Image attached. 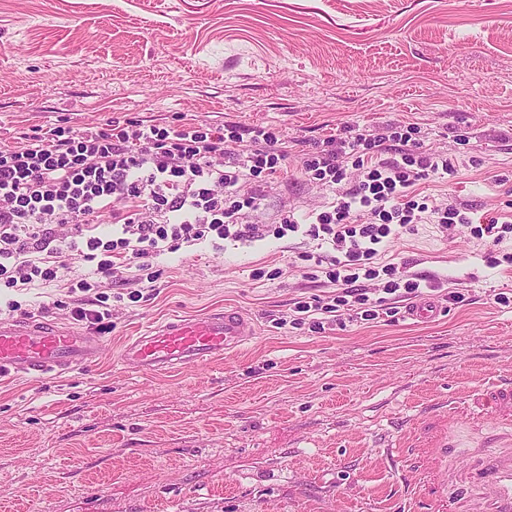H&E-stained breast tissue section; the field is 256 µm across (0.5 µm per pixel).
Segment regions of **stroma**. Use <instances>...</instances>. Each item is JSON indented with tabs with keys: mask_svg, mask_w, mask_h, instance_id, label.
Returning <instances> with one entry per match:
<instances>
[{
	"mask_svg": "<svg viewBox=\"0 0 512 512\" xmlns=\"http://www.w3.org/2000/svg\"><path fill=\"white\" fill-rule=\"evenodd\" d=\"M187 124L274 133L288 154L249 176V220L320 211L303 153L348 131L411 127L451 156L453 180L418 193L474 219L512 217V0H0V146L42 129ZM302 233L181 246L154 259V287L103 286L112 331L92 366L61 376H0V506L9 512H448L425 452L438 435L461 470L496 433L497 385L512 384V241L471 223L418 225L383 247L425 279L441 309L407 318L413 296L383 293L364 319L340 308L324 328L294 325L297 302L336 287L308 261ZM62 281L0 287V318L72 324ZM15 309H7L8 301ZM235 308L244 346L162 373L123 365L127 337L173 315Z\"/></svg>",
	"mask_w": 512,
	"mask_h": 512,
	"instance_id": "35a3bbf8",
	"label": "stroma"
}]
</instances>
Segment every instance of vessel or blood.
Here are the masks:
<instances>
[{
    "label": "vessel or blood",
    "mask_w": 512,
    "mask_h": 512,
    "mask_svg": "<svg viewBox=\"0 0 512 512\" xmlns=\"http://www.w3.org/2000/svg\"><path fill=\"white\" fill-rule=\"evenodd\" d=\"M254 334L241 312L176 316L132 338L120 359L144 372L194 366L221 357ZM101 343L76 327L50 319L0 321V375L42 378L87 368ZM478 464L468 482L488 512H512V426L469 451Z\"/></svg>",
    "instance_id": "obj_1"
}]
</instances>
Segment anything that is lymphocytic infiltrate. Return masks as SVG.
Segmentation results:
<instances>
[{"instance_id":"lymphocytic-infiltrate-1","label":"lymphocytic infiltrate","mask_w":512,"mask_h":512,"mask_svg":"<svg viewBox=\"0 0 512 512\" xmlns=\"http://www.w3.org/2000/svg\"><path fill=\"white\" fill-rule=\"evenodd\" d=\"M275 144L261 129L244 145L220 127L170 132L137 124L89 127L67 138L32 135L0 147V280L13 288L51 283L67 263L93 264L94 278L79 282L84 298L72 315L104 330L111 312L93 291L121 268L148 270L149 259L184 244L301 231L329 249L338 291L325 304L298 302L297 312L334 313L353 302L374 318L365 281L380 278L384 293L414 296L422 282L395 264H377L380 247L427 218L445 231L471 221L468 208L433 204L414 191L418 181L455 177L454 159L394 131L332 139L304 158L311 181L338 188L331 210L309 214L305 225L291 214L276 227L244 223L243 210L257 207L256 194L244 188L247 174ZM352 168L362 172L355 185L348 182Z\"/></svg>"}]
</instances>
